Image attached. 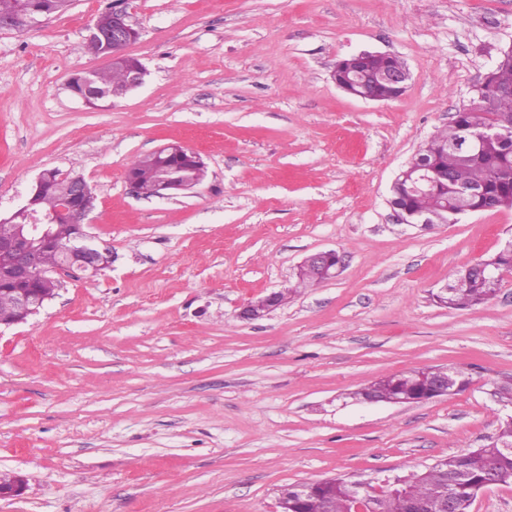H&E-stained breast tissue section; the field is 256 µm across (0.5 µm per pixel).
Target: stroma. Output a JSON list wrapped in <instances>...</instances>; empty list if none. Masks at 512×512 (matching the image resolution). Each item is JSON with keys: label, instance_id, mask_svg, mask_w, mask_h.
Returning a JSON list of instances; mask_svg holds the SVG:
<instances>
[{"label": "stroma", "instance_id": "obj_1", "mask_svg": "<svg viewBox=\"0 0 512 512\" xmlns=\"http://www.w3.org/2000/svg\"><path fill=\"white\" fill-rule=\"evenodd\" d=\"M108 0H73L0 31V215L43 170L82 174L103 275L63 278L0 330V512H280L282 488L403 475L487 445L512 376V275L488 303L431 296L495 253L512 209L425 230L389 189L512 45V0H124L148 74L90 108L67 88L105 67L86 35ZM363 51L399 56L405 93L365 101L332 79ZM168 143L203 183L136 196L125 171ZM342 258L296 288L303 259ZM286 302L240 316L266 292ZM466 369L464 392L418 404L351 392L414 368ZM341 262L342 259L336 251H319L307 256L302 262L300 268L307 269L310 267L322 266L326 277L329 279L336 274L335 270L339 265H341Z\"/></svg>", "mask_w": 512, "mask_h": 512}]
</instances>
